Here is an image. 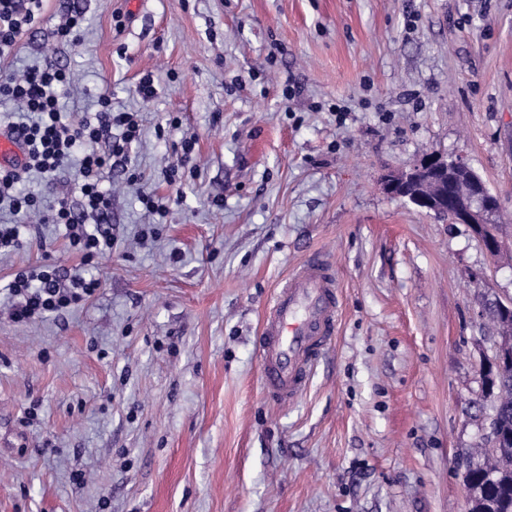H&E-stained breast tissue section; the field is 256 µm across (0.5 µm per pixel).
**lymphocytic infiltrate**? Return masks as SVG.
I'll return each instance as SVG.
<instances>
[{"instance_id":"lymphocytic-infiltrate-1","label":"lymphocytic infiltrate","mask_w":512,"mask_h":512,"mask_svg":"<svg viewBox=\"0 0 512 512\" xmlns=\"http://www.w3.org/2000/svg\"><path fill=\"white\" fill-rule=\"evenodd\" d=\"M43 0H0V61L10 57L24 32L40 17ZM72 78L52 56L19 76L0 81V98L16 103L23 119L10 121L0 115V128L15 136L27 157L23 170L0 169V203L8 202L13 211L38 213L42 223L64 226L71 247L85 261L111 250L113 238L100 223L110 211L112 194L102 185V174L125 164L127 152L141 137L137 113L116 112L112 98L98 97L99 110L93 114H62L60 100L68 93ZM106 150H99L100 141ZM79 165L80 205H71L67 197L46 201L34 196H16L12 190L24 172H40L48 180L69 166ZM97 217L96 225H85L86 217ZM99 281L93 277L67 276L55 266L16 274L8 291L13 299L11 317L22 323L46 314L63 313L95 293Z\"/></svg>"}]
</instances>
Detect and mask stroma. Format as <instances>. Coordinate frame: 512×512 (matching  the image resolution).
<instances>
[{"label": "stroma", "instance_id": "obj_1", "mask_svg": "<svg viewBox=\"0 0 512 512\" xmlns=\"http://www.w3.org/2000/svg\"><path fill=\"white\" fill-rule=\"evenodd\" d=\"M73 5L67 46L53 31ZM46 54L73 78L66 112L107 91L142 136L104 174L113 246L92 263L63 228L0 209L23 227L0 254V512H466L497 337L480 311L512 298V265L381 177L462 156L512 246V0H44L0 68ZM185 137L197 171L175 186ZM315 253L340 316L307 391L279 404L261 317ZM43 264L100 286L12 321L7 284ZM84 24V13L79 9H71L56 29V37L60 43L76 45L81 36Z\"/></svg>", "mask_w": 512, "mask_h": 512}]
</instances>
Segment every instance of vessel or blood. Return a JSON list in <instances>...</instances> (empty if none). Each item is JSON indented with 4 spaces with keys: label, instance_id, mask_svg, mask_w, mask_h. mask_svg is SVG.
<instances>
[{
    "label": "vessel or blood",
    "instance_id": "vessel-or-blood-1",
    "mask_svg": "<svg viewBox=\"0 0 512 512\" xmlns=\"http://www.w3.org/2000/svg\"><path fill=\"white\" fill-rule=\"evenodd\" d=\"M24 162L21 142L0 133V169H18ZM338 308L336 280L320 256L308 259L275 293L258 336L261 384L270 400L291 402L304 393L333 339Z\"/></svg>",
    "mask_w": 512,
    "mask_h": 512
}]
</instances>
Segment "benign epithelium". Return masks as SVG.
Instances as JSON below:
<instances>
[{"mask_svg": "<svg viewBox=\"0 0 512 512\" xmlns=\"http://www.w3.org/2000/svg\"><path fill=\"white\" fill-rule=\"evenodd\" d=\"M469 181L473 191L448 204V182ZM383 182L389 193L412 205L449 220L453 224H467L484 251L496 258H510L504 242L495 228L494 218L501 209L500 199L487 187L461 156L429 153L408 170L389 172ZM512 368V343L499 344L494 356L479 364L480 376L497 369Z\"/></svg>", "mask_w": 512, "mask_h": 512, "instance_id": "7a95c632", "label": "benign epithelium"}]
</instances>
